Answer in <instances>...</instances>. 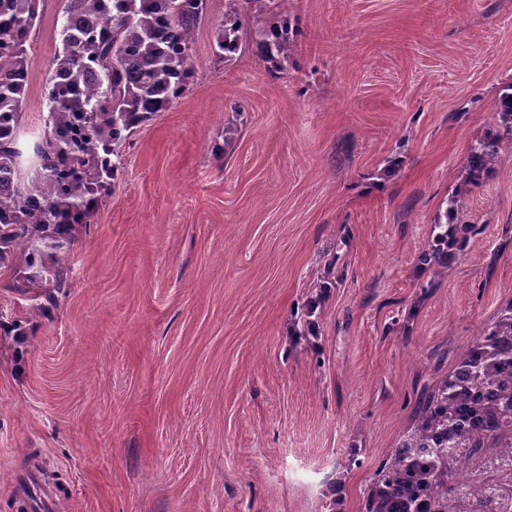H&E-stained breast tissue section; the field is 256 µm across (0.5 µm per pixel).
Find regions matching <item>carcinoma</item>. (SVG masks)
Here are the masks:
<instances>
[{
  "label": "carcinoma",
  "instance_id": "1",
  "mask_svg": "<svg viewBox=\"0 0 512 512\" xmlns=\"http://www.w3.org/2000/svg\"><path fill=\"white\" fill-rule=\"evenodd\" d=\"M253 0H228L216 54L242 50ZM207 0H65L52 65L44 130L20 138L27 45L41 0H0V263L38 267L31 283L62 280L59 260L75 226L88 222L123 168L128 135L168 110L195 77L193 40ZM296 45L288 20L261 30L264 60L278 64ZM496 129L468 155L474 179L492 170L502 138L512 139V84L499 99ZM420 257L429 269L448 260V224L434 225ZM477 469L484 487L463 474ZM512 469V301L474 343L425 389L412 426L380 462L360 512H490Z\"/></svg>",
  "mask_w": 512,
  "mask_h": 512
}]
</instances>
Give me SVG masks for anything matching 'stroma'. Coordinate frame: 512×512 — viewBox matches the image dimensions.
I'll list each match as a JSON object with an SVG mask.
<instances>
[{
  "label": "stroma",
  "mask_w": 512,
  "mask_h": 512,
  "mask_svg": "<svg viewBox=\"0 0 512 512\" xmlns=\"http://www.w3.org/2000/svg\"><path fill=\"white\" fill-rule=\"evenodd\" d=\"M62 7L28 49L27 129ZM225 8L207 0L193 83L127 139L53 303L0 265V512H31L10 481L34 459L57 512H319L332 478L358 512L424 383L512 300L510 139L463 199L464 249L418 266L512 83V0H255L297 31L280 68L216 57ZM323 282L314 352L288 329Z\"/></svg>",
  "instance_id": "35a3bbf8"
}]
</instances>
